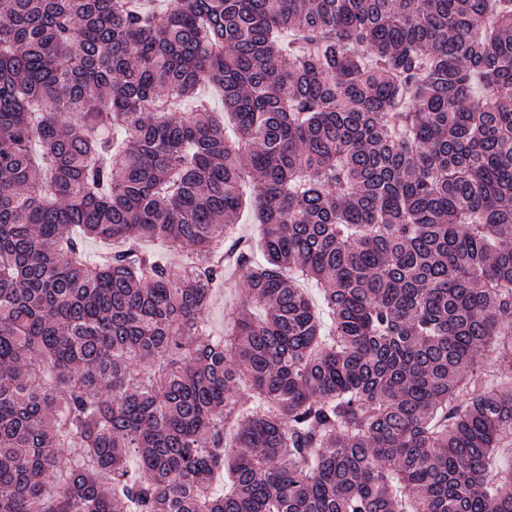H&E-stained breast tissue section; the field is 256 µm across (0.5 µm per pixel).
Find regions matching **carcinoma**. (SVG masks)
<instances>
[{
	"mask_svg": "<svg viewBox=\"0 0 512 512\" xmlns=\"http://www.w3.org/2000/svg\"><path fill=\"white\" fill-rule=\"evenodd\" d=\"M490 363L512 0H0V512H512ZM241 287V281L237 278H229L224 281V287H221L219 294L213 301L211 300L207 318L214 334L224 333V306L239 300Z\"/></svg>",
	"mask_w": 512,
	"mask_h": 512,
	"instance_id": "1",
	"label": "carcinoma"
}]
</instances>
